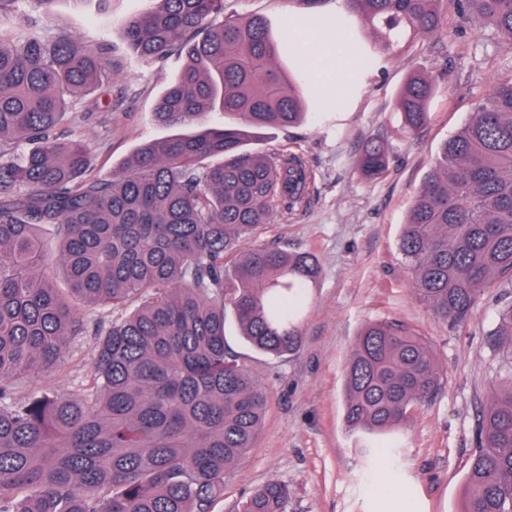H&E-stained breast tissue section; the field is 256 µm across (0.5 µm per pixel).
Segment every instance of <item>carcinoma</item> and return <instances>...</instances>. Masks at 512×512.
<instances>
[{"mask_svg": "<svg viewBox=\"0 0 512 512\" xmlns=\"http://www.w3.org/2000/svg\"><path fill=\"white\" fill-rule=\"evenodd\" d=\"M58 2L0 0V512H212L269 397L228 346L227 313L257 351L295 352L294 308L318 275L308 253L250 244L276 215L307 205L313 170L296 151L263 155L243 143L249 128L301 123L306 99L263 17L225 0H145L122 21L131 53H185L155 117L198 130L147 142L112 175L86 178L87 147L56 129L102 82L110 44L50 29ZM344 2L369 42L340 19L305 11L296 20L333 32L364 67L377 52L448 38L442 0ZM452 2L485 41L512 44V0ZM435 92L432 73L407 77L396 108L408 134L426 125ZM216 110L219 128L207 125ZM388 163L371 140L355 171L379 179ZM45 225L59 237L55 257L41 244ZM398 248L416 298L452 328L486 291L512 282V75L441 145ZM100 306L112 321L93 325L97 355L80 393L17 397L19 383L61 364L68 337L88 329L79 309ZM495 335L512 348V299ZM442 383L420 333L371 322L345 369V425L374 441L364 453L390 457L385 438ZM289 498L288 484L270 478L237 512H287ZM460 512H512V386L481 411Z\"/></svg>", "mask_w": 512, "mask_h": 512, "instance_id": "carcinoma-1", "label": "carcinoma"}]
</instances>
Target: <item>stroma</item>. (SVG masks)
I'll list each match as a JSON object with an SVG mask.
<instances>
[{"instance_id":"obj_1","label":"stroma","mask_w":512,"mask_h":512,"mask_svg":"<svg viewBox=\"0 0 512 512\" xmlns=\"http://www.w3.org/2000/svg\"><path fill=\"white\" fill-rule=\"evenodd\" d=\"M143 0H112V16L61 0L53 12L56 29L97 41L111 21L112 68L95 90L98 108L78 101L61 127L63 139L86 144L93 163L87 175L109 176L144 142L175 134L155 121L153 108L181 68L171 56L143 61L132 56L121 22ZM228 9L265 16L273 32L286 17L304 12L302 0H226ZM451 28L471 51L461 68L437 81L429 103L430 122L410 137L394 110L408 72L438 74L456 42L430 45L420 57L382 58L362 74L337 109L311 94L305 122L286 129L256 131L248 148L303 154L316 174L307 207L259 229L256 245L276 244L312 254L319 273L305 290L300 350L280 358L254 350L234 318H227L229 346L266 383L269 402L254 445L224 478V496L214 512H233L237 502L268 479L288 484V512H458L463 480L476 448L478 416L490 392L512 382V351L498 346L494 333L500 306L512 289L494 288L477 302L463 328L449 327L418 301L398 251L411 201L435 162L441 143L464 126L494 81L512 74V46L487 52L482 31L457 15ZM460 40V41H461ZM381 138L390 150L388 173L361 179L355 162L366 142ZM397 319L430 342L444 373L441 390L389 436L395 463L380 480L359 452V436L343 418L344 368L365 324ZM97 339L71 337L62 365L32 376L18 396L52 391L78 394L96 354Z\"/></svg>"}]
</instances>
